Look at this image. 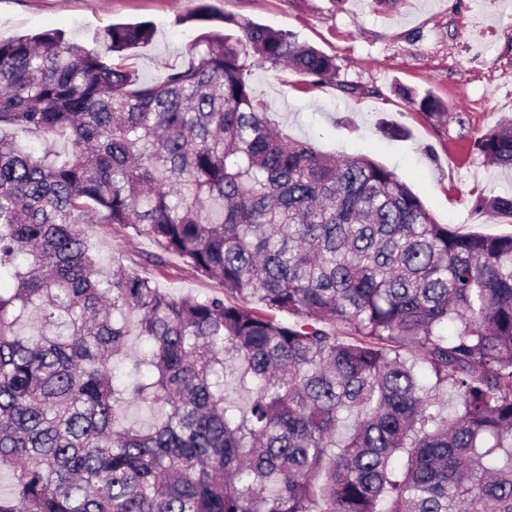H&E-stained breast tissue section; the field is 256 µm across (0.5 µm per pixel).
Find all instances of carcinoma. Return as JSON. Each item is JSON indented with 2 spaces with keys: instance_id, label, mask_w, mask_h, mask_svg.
I'll return each instance as SVG.
<instances>
[{
  "instance_id": "obj_1",
  "label": "carcinoma",
  "mask_w": 512,
  "mask_h": 512,
  "mask_svg": "<svg viewBox=\"0 0 512 512\" xmlns=\"http://www.w3.org/2000/svg\"><path fill=\"white\" fill-rule=\"evenodd\" d=\"M215 18L231 32L153 84L126 63L149 23L100 51L0 41V512H512V233L456 232L373 159L292 138L252 68L321 85L335 59ZM475 146L512 168V120ZM479 206L512 219V196ZM91 214L224 295L100 267Z\"/></svg>"
}]
</instances>
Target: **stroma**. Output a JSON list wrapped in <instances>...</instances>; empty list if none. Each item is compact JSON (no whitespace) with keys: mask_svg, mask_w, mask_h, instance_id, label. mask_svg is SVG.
<instances>
[{"mask_svg":"<svg viewBox=\"0 0 512 512\" xmlns=\"http://www.w3.org/2000/svg\"><path fill=\"white\" fill-rule=\"evenodd\" d=\"M215 20L195 15L201 2ZM231 14L293 33L332 56L334 82L308 84L296 73L253 69L250 81L272 121L322 152L366 155L393 169L437 223L459 232H512V220L478 208L483 197L512 194V170L490 165L474 145L512 117V0H0V41L63 32L90 50L118 23L153 22L152 42L130 49L141 81H161L186 66L199 36ZM429 93L447 107L442 124L410 106L399 91ZM396 135H388L387 127ZM101 266L147 270L174 296L222 294L220 283L178 258L146 265L147 237L110 224H87Z\"/></svg>","mask_w":512,"mask_h":512,"instance_id":"1","label":"stroma"}]
</instances>
